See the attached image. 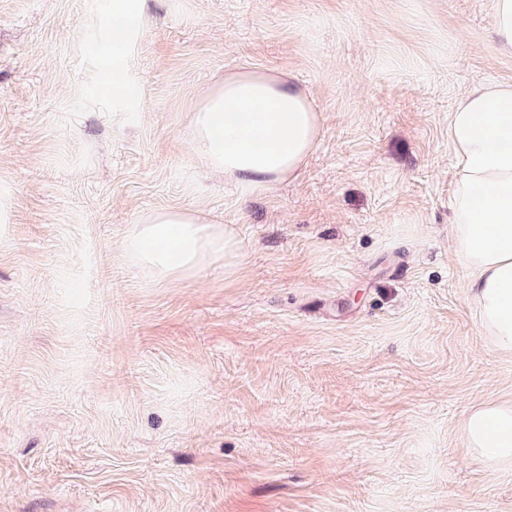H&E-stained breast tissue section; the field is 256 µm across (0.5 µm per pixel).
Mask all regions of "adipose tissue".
<instances>
[{"label": "adipose tissue", "mask_w": 512, "mask_h": 512, "mask_svg": "<svg viewBox=\"0 0 512 512\" xmlns=\"http://www.w3.org/2000/svg\"><path fill=\"white\" fill-rule=\"evenodd\" d=\"M321 116L289 82L244 72L226 77L191 115L192 147L213 173L252 191L296 175L317 143ZM457 171L450 245L462 265L482 335L512 356V84L464 95L449 115ZM124 250L156 279L193 273L209 256L232 265L240 245L231 229L190 210L147 215ZM463 447L493 473L512 471V400L472 405L459 426Z\"/></svg>", "instance_id": "ef3b65f1"}]
</instances>
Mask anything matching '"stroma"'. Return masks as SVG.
Instances as JSON below:
<instances>
[{"label": "stroma", "instance_id": "35a3bbf8", "mask_svg": "<svg viewBox=\"0 0 512 512\" xmlns=\"http://www.w3.org/2000/svg\"><path fill=\"white\" fill-rule=\"evenodd\" d=\"M131 97L88 95L100 0H0V512H512L463 448L512 399L448 231V116L512 83L492 0H139ZM308 94L301 172L239 190L194 155L224 77ZM240 257L157 280L153 212Z\"/></svg>", "mask_w": 512, "mask_h": 512}]
</instances>
